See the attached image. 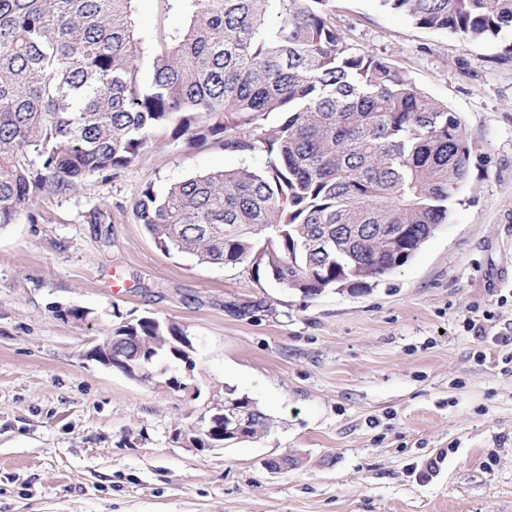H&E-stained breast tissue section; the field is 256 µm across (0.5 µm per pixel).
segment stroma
I'll return each instance as SVG.
<instances>
[{
  "mask_svg": "<svg viewBox=\"0 0 512 512\" xmlns=\"http://www.w3.org/2000/svg\"><path fill=\"white\" fill-rule=\"evenodd\" d=\"M333 21L461 116L469 179L447 224L369 290L306 297L248 261L166 253L132 211L146 184L259 170L264 152L168 142L45 194L0 226V512H512V53L378 0H337ZM144 316L185 330L192 371L142 381L91 357ZM228 388L271 428L197 445ZM283 455L302 463L266 468Z\"/></svg>",
  "mask_w": 512,
  "mask_h": 512,
  "instance_id": "obj_1",
  "label": "stroma"
}]
</instances>
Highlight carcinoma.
<instances>
[{
	"label": "carcinoma",
	"mask_w": 512,
	"mask_h": 512,
	"mask_svg": "<svg viewBox=\"0 0 512 512\" xmlns=\"http://www.w3.org/2000/svg\"><path fill=\"white\" fill-rule=\"evenodd\" d=\"M137 0H0V226L37 198L130 165L164 133L215 140L248 166L195 175L134 202L155 244L223 266L252 262L309 297L364 291L448 221L469 178L461 118L392 60L355 50L336 0H171L156 36ZM464 42L512 31V0H379ZM272 113L281 121L268 127ZM177 360L184 335L142 317L113 329ZM137 21L140 28L153 33L168 31L183 23L180 14L169 10L165 0H139L136 5Z\"/></svg>",
	"instance_id": "1"
}]
</instances>
